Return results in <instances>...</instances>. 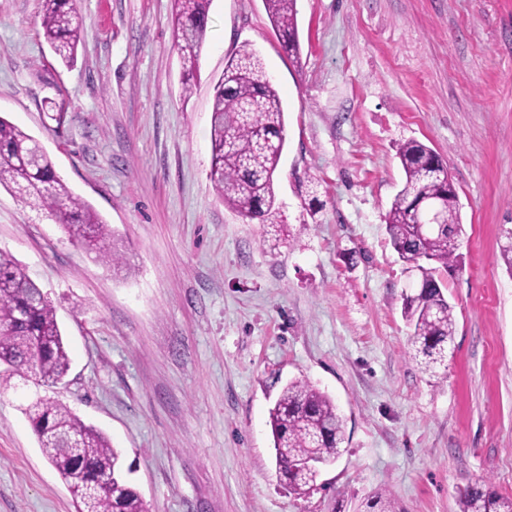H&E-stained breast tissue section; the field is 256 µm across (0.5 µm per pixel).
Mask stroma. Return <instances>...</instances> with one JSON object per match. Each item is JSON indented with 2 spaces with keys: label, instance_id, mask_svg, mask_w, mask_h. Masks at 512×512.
Listing matches in <instances>:
<instances>
[{
  "label": "stroma",
  "instance_id": "35a3bbf8",
  "mask_svg": "<svg viewBox=\"0 0 512 512\" xmlns=\"http://www.w3.org/2000/svg\"><path fill=\"white\" fill-rule=\"evenodd\" d=\"M74 67L44 41L39 0H0V117L40 142L112 229L101 263L0 187V251L54 303L71 359L54 396L122 453L149 512H459L469 485L512 498V0H297L299 57L263 0H212L190 96L173 0H75ZM286 117L270 217L212 188L215 85L243 45ZM63 121H55L56 113ZM436 151L462 206L447 376L409 357L415 280L384 216L399 145ZM328 394L342 455L299 495L269 411L288 381ZM0 369V512H77Z\"/></svg>",
  "mask_w": 512,
  "mask_h": 512
}]
</instances>
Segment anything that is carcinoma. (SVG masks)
Listing matches in <instances>:
<instances>
[{"instance_id":"cac0c4a2","label":"carcinoma","mask_w":512,"mask_h":512,"mask_svg":"<svg viewBox=\"0 0 512 512\" xmlns=\"http://www.w3.org/2000/svg\"><path fill=\"white\" fill-rule=\"evenodd\" d=\"M41 27L49 47L67 65L74 63L81 26L72 0H40ZM211 0H174L172 31L189 96L206 40ZM266 12L285 50L299 57L296 0H264ZM286 144L284 108L266 76L259 55L244 44L228 61L215 86L211 111L212 160L209 178L217 196L242 217L267 223L275 204V173ZM405 182L385 214L386 232L399 259L418 272L416 290L403 298L410 340L425 367L448 361L454 343L453 306L445 290L461 264L460 203L448 188V171L439 155L418 140L397 151ZM0 186L35 199L56 222L97 258L115 265L112 230L88 204L73 195L49 155L25 131L0 117ZM426 200L440 223L425 230L415 204ZM36 387L51 388L70 370V358L56 308L12 256L0 251V363ZM44 457L58 472L79 512H147L144 500L124 475L121 452L96 427L44 395L25 408ZM279 474L297 494L310 489L317 474L309 460L324 465L342 453L345 432L333 400L306 380L282 390L270 409ZM459 512H512V499L483 483L461 493Z\"/></svg>"}]
</instances>
